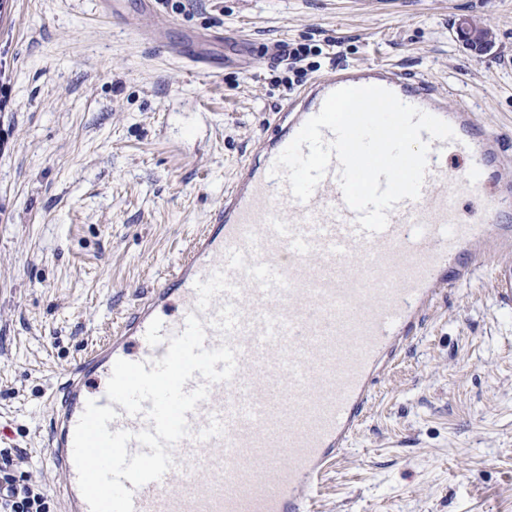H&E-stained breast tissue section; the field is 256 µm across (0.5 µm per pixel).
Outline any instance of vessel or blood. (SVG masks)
I'll use <instances>...</instances> for the list:
<instances>
[{
    "mask_svg": "<svg viewBox=\"0 0 512 512\" xmlns=\"http://www.w3.org/2000/svg\"><path fill=\"white\" fill-rule=\"evenodd\" d=\"M147 40L211 71V56L192 41ZM375 85L448 122L454 139L430 144L417 199L388 210L378 233L362 230L343 198L331 161L311 199L301 203L272 168L301 127L343 87ZM512 145L487 133L467 104L448 108L445 94L386 65L352 66L314 80L281 111L262 152L224 194L210 224L175 269L124 317L119 330L77 366L52 398L48 463L63 477V512H89L77 482L74 430L87 401L107 406L117 360L165 356L167 338L196 315L206 349L237 351L234 377L210 385L187 413L191 437L172 447L174 467L136 488L134 512H312L328 461L348 448L371 391L440 288L471 278L512 250ZM488 189L482 216L458 219L460 190ZM160 319L164 341L145 334ZM221 435H194L211 419Z\"/></svg>",
    "mask_w": 512,
    "mask_h": 512,
    "instance_id": "obj_1",
    "label": "vessel or blood"
}]
</instances>
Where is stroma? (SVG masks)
<instances>
[{"mask_svg":"<svg viewBox=\"0 0 512 512\" xmlns=\"http://www.w3.org/2000/svg\"><path fill=\"white\" fill-rule=\"evenodd\" d=\"M132 27L96 0H0V430L23 477L60 512L49 470L50 397L118 328L203 230L273 113L342 66L384 64L472 96L478 122L512 144V0H168ZM490 49L456 40L459 19ZM187 34L224 62L207 76L149 48ZM278 43L318 47L303 77ZM314 512H512V304L488 268L443 290L375 387ZM460 40L475 52L486 51L492 44V31L472 18H462L457 24Z\"/></svg>","mask_w":512,"mask_h":512,"instance_id":"stroma-1","label":"stroma"}]
</instances>
